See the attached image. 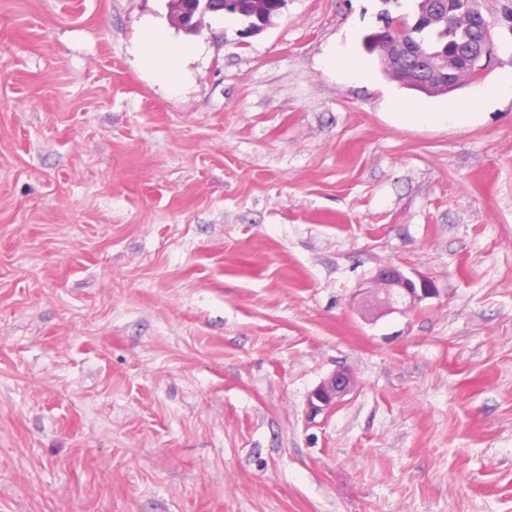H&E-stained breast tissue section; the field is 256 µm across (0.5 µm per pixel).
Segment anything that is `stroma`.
<instances>
[{"label":"stroma","instance_id":"1","mask_svg":"<svg viewBox=\"0 0 512 512\" xmlns=\"http://www.w3.org/2000/svg\"><path fill=\"white\" fill-rule=\"evenodd\" d=\"M381 7L286 0L247 37L0 0V512H512V92L395 116L476 101L512 31L426 95L365 52ZM149 22L196 48L179 92L133 51ZM390 264L438 296L366 306ZM330 68L338 73L363 79L366 72L361 63L343 49L334 50L329 57ZM400 121L406 126L434 124H473L480 120L482 112H473L469 105L458 107L455 112H397ZM352 385V377L347 371H334L310 392L309 410L318 414L334 408L350 392Z\"/></svg>","mask_w":512,"mask_h":512}]
</instances>
